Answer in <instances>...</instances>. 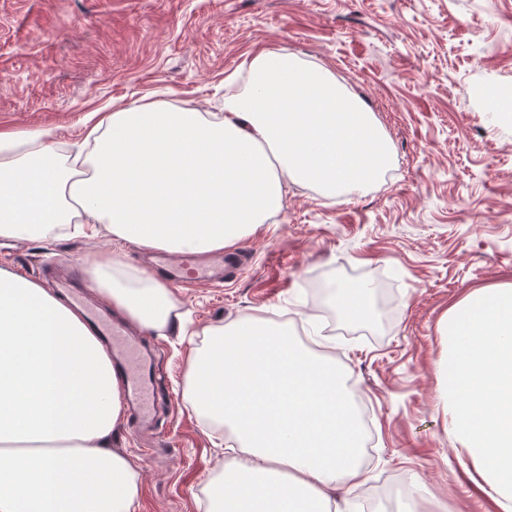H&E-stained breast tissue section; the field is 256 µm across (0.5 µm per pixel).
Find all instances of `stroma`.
I'll use <instances>...</instances> for the list:
<instances>
[{"mask_svg":"<svg viewBox=\"0 0 512 512\" xmlns=\"http://www.w3.org/2000/svg\"><path fill=\"white\" fill-rule=\"evenodd\" d=\"M277 50L331 70L383 128L392 162L363 190L289 185L281 212L240 241L229 281L171 291L184 326L140 331L169 409L114 445L142 472L136 512H207L229 434L186 394L200 332L260 314L295 336L329 333L370 414L369 480L344 512H496L446 432L439 325L472 289L512 282V118L478 88L512 87V0H0V130L46 132L69 155L92 114L134 102L220 112L248 63ZM89 241L50 232L1 243L0 268L112 319L95 290L58 274ZM369 284L374 326L345 323L317 284Z\"/></svg>","mask_w":512,"mask_h":512,"instance_id":"1","label":"stroma"}]
</instances>
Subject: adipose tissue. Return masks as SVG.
Wrapping results in <instances>:
<instances>
[{"instance_id":"ef3b65f1","label":"adipose tissue","mask_w":512,"mask_h":512,"mask_svg":"<svg viewBox=\"0 0 512 512\" xmlns=\"http://www.w3.org/2000/svg\"><path fill=\"white\" fill-rule=\"evenodd\" d=\"M265 90L223 112L133 105L88 128L61 161L38 131H0V239L62 229L148 250L210 254L278 214L284 183L360 191L391 160L374 117L321 67L267 51ZM88 281L141 328L165 329L166 283L96 249ZM439 397L454 447L512 512V282L477 288L440 326ZM194 407L229 426L243 460L204 488L212 512H334L365 484L364 435L334 361L256 315L208 333L186 378ZM126 405L80 307L0 269V512H136L141 474L111 446Z\"/></svg>"}]
</instances>
